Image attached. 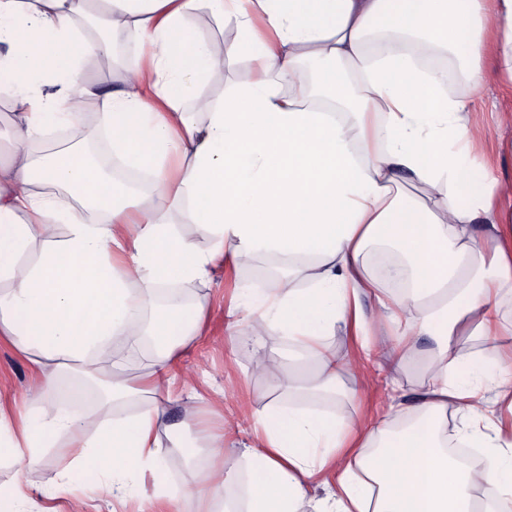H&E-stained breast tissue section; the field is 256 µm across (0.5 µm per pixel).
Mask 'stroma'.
<instances>
[{
    "instance_id": "stroma-1",
    "label": "stroma",
    "mask_w": 512,
    "mask_h": 512,
    "mask_svg": "<svg viewBox=\"0 0 512 512\" xmlns=\"http://www.w3.org/2000/svg\"><path fill=\"white\" fill-rule=\"evenodd\" d=\"M203 35L224 45V79L205 87V96L219 97L226 87L254 79V63L238 45L235 18H227L223 25L204 30ZM473 96V120L487 131L483 157L495 165L500 177L512 180V154L504 153L500 146L501 139L512 138V127L506 129L500 125L505 114H512V88L489 77L481 88L474 90ZM271 259V254L259 253L241 266H218L210 280L195 286V294L208 302L202 333L180 352L171 372L168 394L155 399L165 409L169 423L181 422L187 403H194V427L204 435L219 430L226 419L237 417L245 422L252 413L285 401L284 393L274 390L264 376L253 371L247 325H240L235 335L230 336L224 321V309L232 298H247L250 290L260 287L257 272ZM364 370L370 385L358 408L369 417L386 413L391 379H398L405 405L414 404L423 390L420 361H408L395 370L384 360L374 358L366 362ZM37 384L38 377L28 360L10 343L0 340V403L13 412H21L27 394ZM73 454L70 448L50 449L43 465L26 473L20 472L17 464L0 460V485L21 482L29 492L27 512H42L46 507L53 512H71L79 500L85 502V512H164L166 505L162 502L133 496L116 505L111 499L93 496L90 482L66 484L64 475Z\"/></svg>"
}]
</instances>
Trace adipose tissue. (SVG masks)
<instances>
[{"label": "adipose tissue", "mask_w": 512, "mask_h": 512, "mask_svg": "<svg viewBox=\"0 0 512 512\" xmlns=\"http://www.w3.org/2000/svg\"><path fill=\"white\" fill-rule=\"evenodd\" d=\"M89 15L145 48L116 89L89 78L110 50L77 27ZM227 16L258 77L195 99L222 77L220 46L200 32ZM379 32L405 41L372 49ZM438 50L471 89L490 73L512 87V0H0V85L14 97L0 139V336L47 384L74 363L102 396L86 413L41 391L24 412L0 406V455L32 470L65 435L76 450L68 482L98 468L111 474L99 495L130 483L178 506L163 412L112 406L161 392L177 349L200 336L206 302L183 291L265 251L287 260V278L231 302L226 326L250 321L257 338L277 326L298 365L254 353V371L289 402L254 415L238 458L201 467L213 512H512V425L478 428L512 414V184L477 160L485 132L470 94L447 92L424 66ZM91 100L113 156L147 171L149 190L116 181L83 148L35 151L51 130L77 128ZM401 278L406 288H393ZM169 285L166 314L147 317ZM466 328L498 369L494 399L452 379L479 363L456 346ZM375 329L391 339L390 365L424 354L418 402L374 421L318 410L360 399ZM146 332L156 347L135 374L117 357ZM339 332L356 356L337 353ZM452 415L485 463L449 455ZM239 481L241 499L223 500Z\"/></svg>", "instance_id": "1"}]
</instances>
